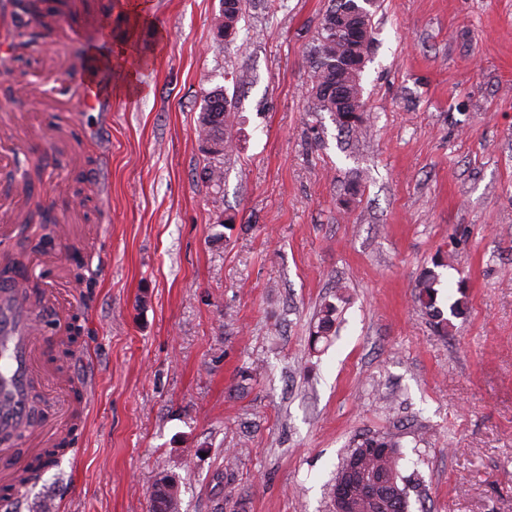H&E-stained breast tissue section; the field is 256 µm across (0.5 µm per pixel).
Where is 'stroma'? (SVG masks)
Instances as JSON below:
<instances>
[{
  "label": "stroma",
  "instance_id": "stroma-1",
  "mask_svg": "<svg viewBox=\"0 0 512 512\" xmlns=\"http://www.w3.org/2000/svg\"><path fill=\"white\" fill-rule=\"evenodd\" d=\"M131 2L70 0L49 31L0 17V225L48 202L99 233L92 301L67 245L26 263L81 315L68 365L92 392L77 454L18 512H152L171 473L180 512H334L365 434L399 441L410 512H512V0H380L354 134L309 93L333 0H246L228 43L219 0H142L139 25ZM93 48L137 94L80 107ZM218 86L235 147L213 157ZM432 268L440 308L468 296L445 336L414 301ZM198 117V137L203 146L208 150H202L208 155H220L224 151V131L228 122L234 114L235 105L230 104L228 109L224 108V88L218 86L209 91L203 101Z\"/></svg>",
  "mask_w": 512,
  "mask_h": 512
}]
</instances>
